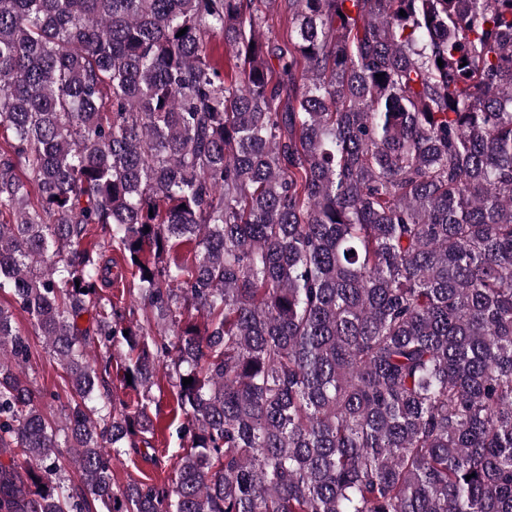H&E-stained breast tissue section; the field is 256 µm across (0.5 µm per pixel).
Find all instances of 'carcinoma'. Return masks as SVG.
<instances>
[{"mask_svg": "<svg viewBox=\"0 0 512 512\" xmlns=\"http://www.w3.org/2000/svg\"><path fill=\"white\" fill-rule=\"evenodd\" d=\"M265 2L0 0V512H512V0ZM15 321L18 329L30 339L32 357L27 366L30 377L34 378L36 385L44 393H59V400L54 401L47 398L48 406L45 412L48 416L59 417L61 409L71 400L70 393L64 392L61 388L60 375L62 371L57 362L45 350L42 339L36 336L28 315L20 310H15ZM126 351H127V348L124 347L115 352L116 358L112 362V366H113L112 374H111L110 378L108 379V381L110 384V390L112 391V394L114 395V397H116V399L120 398L121 400L129 402V401L136 400V398H137L136 392L133 391L131 388H127V387L123 386V384L121 383L122 371H120V369H119L118 374H117V369H116V360L119 363L120 355H122V358H123V355L126 353ZM119 367H120V363H119ZM158 382L161 393L157 386L153 387L152 392L159 400V415L154 434L146 435L153 449L140 445L142 453L147 454L146 458L144 454L131 452L112 466L114 478L120 484L130 480H145V476L169 484L174 480L177 456L183 453L178 431L185 421V415L180 410L174 411L169 404V386L164 371H160Z\"/></svg>", "mask_w": 512, "mask_h": 512, "instance_id": "cac0c4a2", "label": "carcinoma"}]
</instances>
